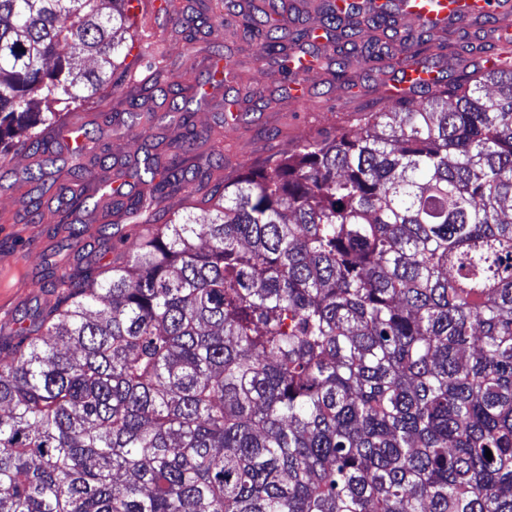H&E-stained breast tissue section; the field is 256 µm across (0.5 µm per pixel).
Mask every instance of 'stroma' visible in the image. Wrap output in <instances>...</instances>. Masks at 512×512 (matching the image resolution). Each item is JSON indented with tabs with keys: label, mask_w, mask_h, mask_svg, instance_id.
Segmentation results:
<instances>
[{
	"label": "stroma",
	"mask_w": 512,
	"mask_h": 512,
	"mask_svg": "<svg viewBox=\"0 0 512 512\" xmlns=\"http://www.w3.org/2000/svg\"><path fill=\"white\" fill-rule=\"evenodd\" d=\"M181 5L183 14L172 18L151 11L138 17L139 43L127 62L131 68L139 69L155 61L182 73L184 85L204 84L206 95L195 114L197 136L189 151L197 169L220 163L225 174L238 176L247 167L291 151L300 138L332 129L347 119L379 111L395 79L391 72L383 75L365 72L352 58L347 66L351 86L313 71L305 77L306 100L297 101L278 82V65L267 55L262 39L243 32L232 23L213 34L204 28L188 33L185 24L188 16L199 10L208 16L223 13L222 0H207L203 5L198 0H181ZM433 34L435 38L450 41L455 51L464 57L473 46L496 47L500 31L495 23L472 21L465 25L448 24L434 29ZM219 50L238 74L237 82H209L208 75ZM261 69L270 72V79L256 80L255 75ZM230 109L246 115L248 121L225 127L223 146L215 148L204 133L209 126L223 121ZM129 110L127 95L120 89L109 95L101 108L81 112V121L91 123L96 139L80 162L96 180L126 183L128 191L133 193L139 191L140 186L132 175V163L143 142L128 129ZM67 156V146L61 143L54 146L52 162L47 166L51 176L45 186L42 221L38 224L33 223L26 208L34 191L23 179L25 169L35 162L34 156L25 150L14 152L0 170V243L12 245L16 252V259L10 266L9 285L0 287V305L9 302L19 311L53 303L49 289L26 285L29 277L39 274L50 255H57L60 263L67 265L76 253L92 257L97 263H106L112 258L107 240L100 234L111 221L103 211L77 214V221L90 227L89 233L79 240L51 233L66 217L62 198L72 182L70 168L65 164Z\"/></svg>",
	"instance_id": "1"
}]
</instances>
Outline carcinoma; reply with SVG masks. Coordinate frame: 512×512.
Masks as SVG:
<instances>
[{
	"label": "carcinoma",
	"mask_w": 512,
	"mask_h": 512,
	"mask_svg": "<svg viewBox=\"0 0 512 512\" xmlns=\"http://www.w3.org/2000/svg\"><path fill=\"white\" fill-rule=\"evenodd\" d=\"M132 0H0V165L114 89ZM227 15L299 83L289 17ZM376 71L431 44L383 5L316 8ZM332 41L317 65L345 77ZM182 75L160 67L133 82ZM192 98L172 99L183 137ZM136 136L165 119L134 113ZM70 212L132 225L0 337V512H512V64L463 66L235 183L178 151L129 195L74 165ZM183 193L191 213L162 224ZM492 456L486 457V451Z\"/></svg>",
	"instance_id": "obj_1"
}]
</instances>
